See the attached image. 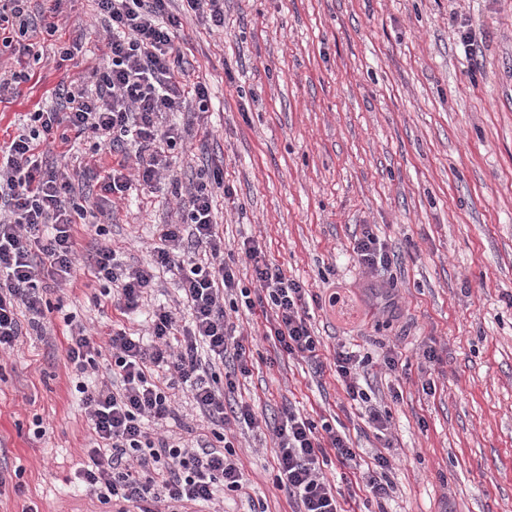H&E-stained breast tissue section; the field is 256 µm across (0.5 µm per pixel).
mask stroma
Listing matches in <instances>:
<instances>
[{"label":"stroma","mask_w":512,"mask_h":512,"mask_svg":"<svg viewBox=\"0 0 512 512\" xmlns=\"http://www.w3.org/2000/svg\"><path fill=\"white\" fill-rule=\"evenodd\" d=\"M171 9L188 79H206L210 102L164 114L183 144L161 184L115 201L113 245L128 263L149 261L159 225L180 221L177 190L219 171L233 191L212 202L225 261L251 286L239 246L255 240L319 295L307 310L325 365L319 374L259 343L232 400L270 420L291 407L343 425L366 465L384 449L392 497L379 504L351 484L350 512H512V0H224L220 32L185 0ZM92 14L91 0H74L57 38L26 35L39 57L0 55V69L32 75L0 103V141L52 107L68 76L95 83L104 32ZM466 28L478 59L461 43ZM75 39L81 52L56 63L59 41ZM367 227L391 257L373 275L353 251ZM369 283L392 297L362 312L324 303ZM98 291L80 265L72 284L48 290L44 332L0 357V468L22 485L0 488V512L103 510L73 484L89 432L63 336L68 316L96 333L120 320L110 302L94 305ZM344 344L372 359L364 376L390 413L385 440L330 368ZM388 353L391 371L379 364ZM228 438L262 512H296L274 485L271 431Z\"/></svg>","instance_id":"obj_1"}]
</instances>
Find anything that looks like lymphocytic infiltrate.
Instances as JSON below:
<instances>
[{
    "label": "lymphocytic infiltrate",
    "instance_id": "obj_1",
    "mask_svg": "<svg viewBox=\"0 0 512 512\" xmlns=\"http://www.w3.org/2000/svg\"><path fill=\"white\" fill-rule=\"evenodd\" d=\"M28 0H0V46L11 35L40 29L55 36L70 0H47L32 16ZM169 0H94L108 33L99 78L87 88L82 78L59 85L60 105L29 115L28 131L0 144V355L14 350L26 329L40 330L46 283H70L80 259L77 227L97 221L98 244L91 276L101 294L121 314L138 310L156 286L157 270H177L178 290L192 321L180 325L175 310L157 305L147 334L123 324L100 335L67 320L66 359L75 372L91 438L85 462L75 475L112 512H202L221 496L252 501L253 488L242 472L226 428H257L260 419L246 402L227 404L239 376L248 375L253 342L238 333L224 304L237 297L247 309H268L263 332L280 353L319 363V340L306 311L304 283L289 279L267 262L259 244L244 240L240 250L252 267L253 288L240 287L224 260V239L212 221L214 190L224 182L201 175L189 191L183 223L163 225L150 262L129 265L104 240L101 220L112 217V197L131 179L151 186L169 168L168 153L181 142L178 130L161 124L188 100L207 110L204 81H184L183 57L175 45L178 16ZM87 135L93 155L110 153L111 166L86 168L95 192L76 193L63 171L47 167L40 146L75 147L72 134ZM109 353L105 380L86 381ZM368 357L337 350L333 368L350 400L364 404L366 422L384 437L388 412L371 405L360 383ZM189 393L202 425H190L193 442L166 435L179 421L178 392ZM275 485L298 512H345L335 483L323 470L328 457L358 469V452L347 434L330 423H315L296 411L283 413L273 428Z\"/></svg>",
    "mask_w": 512,
    "mask_h": 512
}]
</instances>
